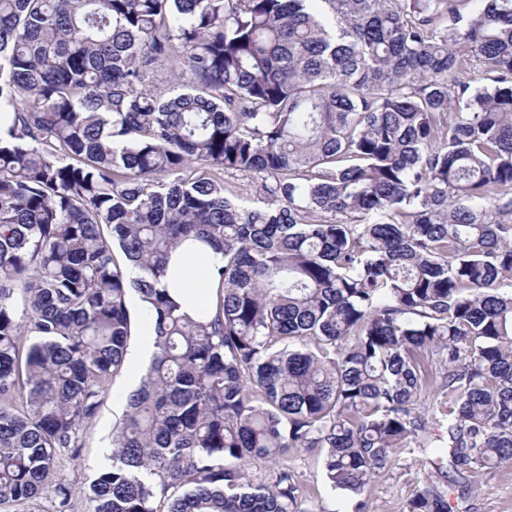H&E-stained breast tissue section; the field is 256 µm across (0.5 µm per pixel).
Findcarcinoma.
<instances>
[{
	"label": "carcinoma",
	"mask_w": 512,
	"mask_h": 512,
	"mask_svg": "<svg viewBox=\"0 0 512 512\" xmlns=\"http://www.w3.org/2000/svg\"><path fill=\"white\" fill-rule=\"evenodd\" d=\"M1 112L0 508L74 512L132 293L156 351L82 512H327L245 474L292 449L352 512L395 448L512 462V0H0ZM187 238L224 251L204 321ZM224 181L240 197L241 203H249L258 195V183L241 175H224ZM224 266V251L195 239L183 241L171 254L167 282L182 311L194 319L212 317L217 272Z\"/></svg>",
	"instance_id": "carcinoma-1"
}]
</instances>
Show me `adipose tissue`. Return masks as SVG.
<instances>
[{
	"instance_id": "obj_1",
	"label": "adipose tissue",
	"mask_w": 512,
	"mask_h": 512,
	"mask_svg": "<svg viewBox=\"0 0 512 512\" xmlns=\"http://www.w3.org/2000/svg\"><path fill=\"white\" fill-rule=\"evenodd\" d=\"M221 249L195 239L183 241L170 255L167 282L182 310L192 318L213 315Z\"/></svg>"
}]
</instances>
